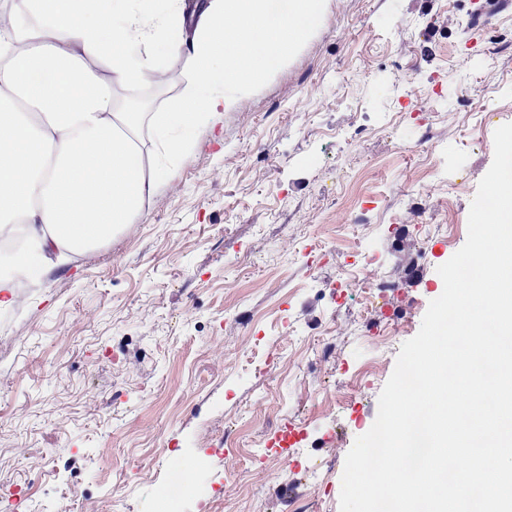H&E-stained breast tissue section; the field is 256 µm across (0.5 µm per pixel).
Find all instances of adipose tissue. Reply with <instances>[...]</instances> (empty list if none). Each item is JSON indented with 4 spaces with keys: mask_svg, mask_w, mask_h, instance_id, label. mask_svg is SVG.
Instances as JSON below:
<instances>
[{
    "mask_svg": "<svg viewBox=\"0 0 512 512\" xmlns=\"http://www.w3.org/2000/svg\"><path fill=\"white\" fill-rule=\"evenodd\" d=\"M322 0H12L0 29V223L22 220L26 273L89 254L131 223L196 131L237 106L306 38ZM190 74L175 100L147 112L119 106L167 55ZM151 128L156 158L144 157Z\"/></svg>",
    "mask_w": 512,
    "mask_h": 512,
    "instance_id": "obj_1",
    "label": "adipose tissue"
}]
</instances>
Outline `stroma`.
<instances>
[{"instance_id":"35a3bbf8","label":"stroma","mask_w":512,"mask_h":512,"mask_svg":"<svg viewBox=\"0 0 512 512\" xmlns=\"http://www.w3.org/2000/svg\"><path fill=\"white\" fill-rule=\"evenodd\" d=\"M506 123L512 2L324 0L129 227L0 308V484L27 512L68 484L90 512H162L161 487L181 512H279L311 456V512H340L345 457L444 290ZM364 251L400 283L372 310L346 277ZM231 427L236 449L215 454ZM288 427L297 444L268 463ZM68 458L83 468L55 482Z\"/></svg>"}]
</instances>
